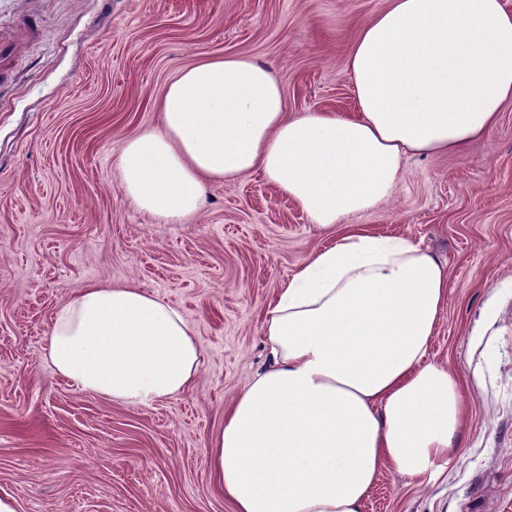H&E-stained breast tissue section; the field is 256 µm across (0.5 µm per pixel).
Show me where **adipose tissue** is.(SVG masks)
I'll use <instances>...</instances> for the list:
<instances>
[{
	"label": "adipose tissue",
	"mask_w": 512,
	"mask_h": 512,
	"mask_svg": "<svg viewBox=\"0 0 512 512\" xmlns=\"http://www.w3.org/2000/svg\"><path fill=\"white\" fill-rule=\"evenodd\" d=\"M347 68L355 114L292 115L267 66L200 59L169 83L159 126L121 149L126 199L157 219L196 217L207 184L258 171L328 238L277 288L270 361L210 440V477L234 512H361L384 470H443L463 430L456 376L426 360L447 263L343 221L390 195L406 156L461 154L489 135L512 101V11L388 0ZM44 350L82 391L147 406L188 390L201 354L181 311L132 283L77 291Z\"/></svg>",
	"instance_id": "adipose-tissue-1"
}]
</instances>
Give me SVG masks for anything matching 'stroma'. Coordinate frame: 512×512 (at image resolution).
<instances>
[{
  "mask_svg": "<svg viewBox=\"0 0 512 512\" xmlns=\"http://www.w3.org/2000/svg\"><path fill=\"white\" fill-rule=\"evenodd\" d=\"M387 0H0L31 31L0 62V497L17 512H233L209 476L224 410L267 361L263 317L324 238L258 173L208 185L167 223L125 199V140L157 127L183 68L235 55L272 68L292 112L356 110L346 57ZM350 223L448 264L427 360L468 401L447 468L385 470L362 512H512V104L462 155L408 157ZM136 283L201 344L191 388L151 406L80 391L44 358L57 308L90 283Z\"/></svg>",
  "mask_w": 512,
  "mask_h": 512,
  "instance_id": "35a3bbf8",
  "label": "stroma"
}]
</instances>
